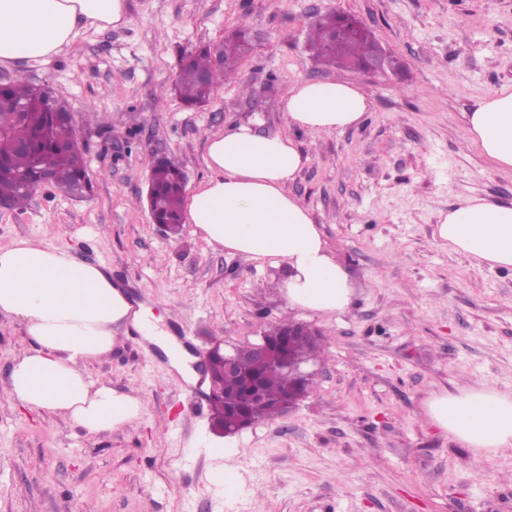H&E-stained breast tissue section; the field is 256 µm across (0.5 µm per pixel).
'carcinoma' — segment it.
Instances as JSON below:
<instances>
[{
    "label": "carcinoma",
    "instance_id": "obj_1",
    "mask_svg": "<svg viewBox=\"0 0 512 512\" xmlns=\"http://www.w3.org/2000/svg\"><path fill=\"white\" fill-rule=\"evenodd\" d=\"M340 18L328 13L308 35L309 49L316 61L336 66L359 64L369 59L377 43L366 26L359 35L336 39ZM249 27L239 25L225 40L224 62L214 63L210 49L193 54L191 62L181 67L175 83L180 97L189 104L201 103L212 88L236 74L238 61L252 50L246 34ZM209 81L200 80L201 73ZM86 146L77 142L70 111L64 101L48 90L17 80L0 89V199L11 206L24 207L33 195L36 174L45 160L62 173L53 187L77 196L90 194V181L85 162ZM149 180L154 193L153 209L157 224L168 226L177 236L182 226L183 173L173 164L157 161L151 164ZM218 396L210 402L212 421L231 428L230 419L244 415V426L272 420L281 413L282 402L292 386L287 373L269 370L248 356L240 358L234 371L224 369V358L214 356L209 364Z\"/></svg>",
    "mask_w": 512,
    "mask_h": 512
}]
</instances>
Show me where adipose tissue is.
I'll return each instance as SVG.
<instances>
[{"label": "adipose tissue", "mask_w": 512, "mask_h": 512, "mask_svg": "<svg viewBox=\"0 0 512 512\" xmlns=\"http://www.w3.org/2000/svg\"><path fill=\"white\" fill-rule=\"evenodd\" d=\"M124 0H0V66L33 64L65 52L82 28L124 24ZM291 125L331 133L359 125L369 102L349 80L299 81L281 100ZM467 135L497 169L512 171V86L469 114ZM211 176L193 189L185 211L208 244L274 267L288 309L325 316L346 312L354 288L326 247L318 224L288 192L306 158L290 135L242 124L205 139ZM438 236L476 268L512 271V205L464 197L445 215ZM0 315L20 319L31 349L15 360L11 399L59 413L92 433L137 419L139 399L91 381L85 366L111 353L115 328L158 333L100 264L69 246L17 239L0 247ZM431 419L475 456L512 447V389L458 386L432 398Z\"/></svg>", "instance_id": "obj_1"}]
</instances>
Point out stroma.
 Here are the masks:
<instances>
[{"mask_svg":"<svg viewBox=\"0 0 512 512\" xmlns=\"http://www.w3.org/2000/svg\"><path fill=\"white\" fill-rule=\"evenodd\" d=\"M127 22L82 31L64 53L0 67V83L66 100L95 177L84 200L47 187L0 209V246L73 247L105 265L188 356L219 336L258 340L287 317L319 330L314 385L291 413L225 437L199 383L138 332L87 364L139 397L141 413L90 433L21 408L4 384L30 348L0 319V512H512V449L476 459L427 414L432 394L512 384V271L474 268L436 228L459 197L512 204V172L470 142L467 117L512 84V0H125ZM359 18L398 62L384 74L327 68L307 46L319 15ZM263 40L237 79L188 106L173 89L185 53L240 24ZM358 84L364 121L332 133L292 126L279 101L299 80ZM243 123L292 136L306 157L290 193L319 224L354 288L327 317L292 311L282 268L170 237L148 212V164L165 157L186 190L211 175L204 140Z\"/></svg>","mask_w":512,"mask_h":512,"instance_id":"obj_1","label":"stroma"}]
</instances>
